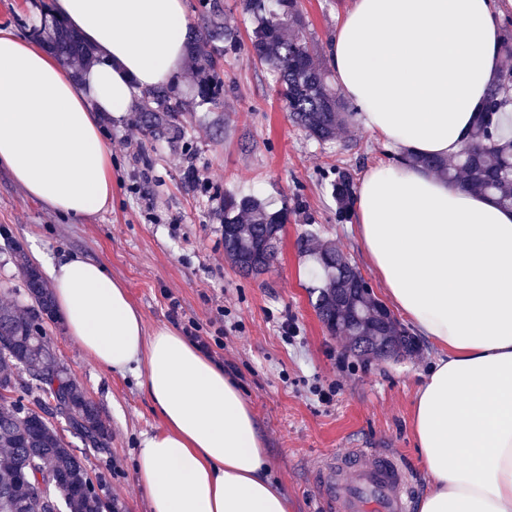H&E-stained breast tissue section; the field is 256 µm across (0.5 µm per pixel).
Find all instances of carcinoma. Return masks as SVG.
Instances as JSON below:
<instances>
[{"label":"carcinoma","mask_w":512,"mask_h":512,"mask_svg":"<svg viewBox=\"0 0 512 512\" xmlns=\"http://www.w3.org/2000/svg\"><path fill=\"white\" fill-rule=\"evenodd\" d=\"M244 9L252 18L249 52L277 73L278 94L291 121L319 144L336 140L339 130L352 121L353 110L337 96L307 37L301 0H244ZM211 38L224 39L226 54L241 49L231 27L215 29ZM47 48L68 64L83 68L93 63V52L81 36L61 24L55 26ZM189 54L203 74L195 104H217L222 84L211 52L193 43ZM510 86L512 68L502 71L469 139L452 160L413 162L512 208V137L503 131L499 99L500 91ZM183 108L165 88L152 90L140 121L150 134L161 136ZM329 188L336 201V222L349 221L356 199L355 173L335 168ZM288 215L286 205L271 211L255 196L225 194L222 228L231 232L224 235V255L247 275L266 272L276 259V242ZM298 249L317 271L313 306L331 334L349 337L350 349L367 360L415 351V337L373 295L336 245L316 246L305 231ZM12 252L26 302L0 306V512H106L108 507L117 512L102 497V480L89 476L57 424H65L86 448L108 447L112 428L53 351L46 329L54 313L50 286L29 264L20 244Z\"/></svg>","instance_id":"carcinoma-1"}]
</instances>
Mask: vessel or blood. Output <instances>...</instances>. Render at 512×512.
<instances>
[{
    "label": "vessel or blood",
    "instance_id": "obj_1",
    "mask_svg": "<svg viewBox=\"0 0 512 512\" xmlns=\"http://www.w3.org/2000/svg\"><path fill=\"white\" fill-rule=\"evenodd\" d=\"M313 472L326 512H410L412 476L394 450L328 452L314 461Z\"/></svg>",
    "mask_w": 512,
    "mask_h": 512
}]
</instances>
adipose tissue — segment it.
Instances as JSON below:
<instances>
[{"label": "adipose tissue", "mask_w": 512, "mask_h": 512, "mask_svg": "<svg viewBox=\"0 0 512 512\" xmlns=\"http://www.w3.org/2000/svg\"><path fill=\"white\" fill-rule=\"evenodd\" d=\"M512 0H354L328 47L359 123L393 154L449 156L500 71ZM96 61L74 82L0 30V167L27 196L84 218L112 204L104 120L178 78L184 0H53ZM391 305L438 353L410 428L430 488L417 512H512V208L418 166L362 176L353 215ZM67 336L102 369L133 373L161 426L136 477L151 512H290L267 473L254 410L233 377L179 331H146L122 282L79 252L50 264Z\"/></svg>", "instance_id": "ef3b65f1"}]
</instances>
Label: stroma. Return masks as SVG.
Masks as SVG:
<instances>
[{
    "instance_id": "35a3bbf8",
    "label": "stroma",
    "mask_w": 512,
    "mask_h": 512,
    "mask_svg": "<svg viewBox=\"0 0 512 512\" xmlns=\"http://www.w3.org/2000/svg\"><path fill=\"white\" fill-rule=\"evenodd\" d=\"M48 0H0V28L32 43L52 26ZM314 45L326 52L340 16L353 0H302ZM193 41L213 22L246 37L251 19L240 0H186ZM216 72L224 84L221 103L192 106L197 72L185 60L174 97L186 102L176 130L156 140L138 113L105 128L112 149V207L76 220L28 198L0 169V226L26 256L56 261L77 251L103 263L124 283L147 328L177 320L197 323L213 343L211 357L233 373L251 403L265 441L270 475L288 497L292 512H318L312 467L326 450L392 448L404 457L416 495L427 479L412 445L414 391L436 354L420 340L411 355L366 361L354 356L345 337L330 334L313 308L310 264L297 250L303 230L336 243L373 292L381 285L364 258L351 224L336 221L328 192L334 167L363 175L386 162L385 149L359 124L322 145L289 120L276 78L247 50L225 54L216 43ZM149 175L155 213L147 215L135 188ZM253 195L272 208L304 203L282 232L270 271L243 276L224 256L218 212L225 193ZM296 327L294 336L283 330ZM60 362L97 404L112 428V443L99 450L72 439L90 476L105 475L104 496L120 512H150L135 475L137 442L161 421L133 375L100 368L66 335L60 320L47 325ZM335 388L332 402L316 388Z\"/></svg>"
}]
</instances>
